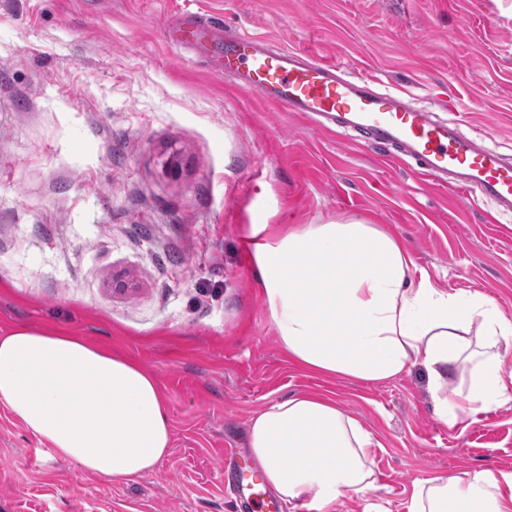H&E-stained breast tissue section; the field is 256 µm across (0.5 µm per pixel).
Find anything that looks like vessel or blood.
<instances>
[{
	"label": "vessel or blood",
	"instance_id": "b4317fda",
	"mask_svg": "<svg viewBox=\"0 0 512 512\" xmlns=\"http://www.w3.org/2000/svg\"><path fill=\"white\" fill-rule=\"evenodd\" d=\"M169 43L194 56L215 57L220 72L233 75L242 92L297 113L323 132L355 133L365 148L414 162L423 181L449 183L492 202L489 222L512 214V159L489 147L486 133H461L411 95L382 88L376 77L349 75L344 63L275 47L257 35L225 36L210 18L171 26ZM224 463L229 467L226 489L243 512H282V503L243 449H225Z\"/></svg>",
	"mask_w": 512,
	"mask_h": 512
}]
</instances>
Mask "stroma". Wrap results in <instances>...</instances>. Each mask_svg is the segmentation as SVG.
<instances>
[{
    "label": "stroma",
    "instance_id": "35a3bbf8",
    "mask_svg": "<svg viewBox=\"0 0 512 512\" xmlns=\"http://www.w3.org/2000/svg\"><path fill=\"white\" fill-rule=\"evenodd\" d=\"M182 0H0V333L79 336L154 372L169 454L134 481L43 451L0 406V512H238L224 449L322 394L378 443L376 489L329 512H408L416 485L512 472V403L448 427L422 369L367 384L279 347L248 225L360 218L448 292L512 319V218L242 93L167 42ZM248 32L411 92L512 157V0H196Z\"/></svg>",
    "mask_w": 512,
    "mask_h": 512
}]
</instances>
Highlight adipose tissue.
I'll return each mask as SVG.
<instances>
[{
	"instance_id": "1",
	"label": "adipose tissue",
	"mask_w": 512,
	"mask_h": 512,
	"mask_svg": "<svg viewBox=\"0 0 512 512\" xmlns=\"http://www.w3.org/2000/svg\"><path fill=\"white\" fill-rule=\"evenodd\" d=\"M245 242L278 341L309 371L376 383L423 367L451 427L512 402L501 370L512 320L481 293L437 288L388 231L360 219L253 224ZM459 367L467 387L445 394ZM0 405L85 472L141 478L171 448L154 373L77 336L26 325L0 333ZM248 445L269 486L314 512L375 489L372 434L324 396L275 402L252 419ZM408 512H512V472L427 480Z\"/></svg>"
}]
</instances>
